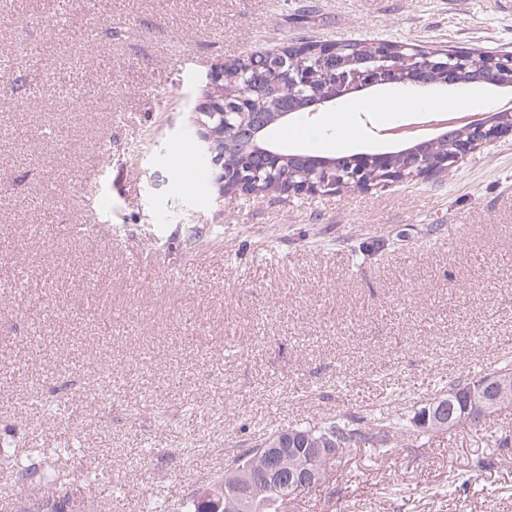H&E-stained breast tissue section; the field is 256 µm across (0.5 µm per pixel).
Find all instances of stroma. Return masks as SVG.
Instances as JSON below:
<instances>
[{
	"instance_id": "1",
	"label": "stroma",
	"mask_w": 512,
	"mask_h": 512,
	"mask_svg": "<svg viewBox=\"0 0 512 512\" xmlns=\"http://www.w3.org/2000/svg\"><path fill=\"white\" fill-rule=\"evenodd\" d=\"M66 2L0 0V453L67 439L30 407L63 387L81 433L68 496L143 512L272 429L380 402L408 419L449 377L512 360V135L427 181L302 198L187 195L171 153L225 62L299 38L508 54L512 0ZM45 74L85 98L33 97ZM101 139L113 240L69 231ZM293 512H512V409L387 456L343 451Z\"/></svg>"
}]
</instances>
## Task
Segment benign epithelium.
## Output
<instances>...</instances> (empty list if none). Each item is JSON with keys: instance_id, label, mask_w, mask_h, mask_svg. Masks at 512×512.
Listing matches in <instances>:
<instances>
[{"instance_id": "benign-epithelium-1", "label": "benign epithelium", "mask_w": 512, "mask_h": 512, "mask_svg": "<svg viewBox=\"0 0 512 512\" xmlns=\"http://www.w3.org/2000/svg\"><path fill=\"white\" fill-rule=\"evenodd\" d=\"M339 41H296L289 45L288 52L300 60V65L288 69V100L274 99L267 104L269 111L252 107L251 95L261 94L267 85L270 57L265 53L249 54L224 64L213 72L206 85L209 96L195 107L198 136L206 154L212 157L215 169L214 182L219 190L224 185L234 184L246 190L261 183L279 186V192L288 196L319 195L336 192L342 187L356 189L396 183L406 179L423 178L426 171L424 153L417 149L405 151L400 169L390 167L377 173L374 164L388 159V154L356 153L333 160L330 165H315L304 171L298 167L288 168V179L278 177L282 163L286 161L283 148L274 143L257 145V151L242 155L239 168L224 167L219 145L233 140L259 137L278 119H288L294 114V106L305 103V108L317 112L331 104L336 97H321L316 86L321 85L336 92L340 85L367 89L371 87L401 86H457L462 74L476 73L475 81L483 83L486 77L497 74L512 75V54L479 55L473 51L444 50L425 52L413 45L402 47L405 65L394 63L397 49L388 41L373 44L378 65H366L360 72L340 73L335 60ZM231 82L236 91H224V83ZM512 135V117L500 120H475L456 126L448 136L440 168L451 170L463 156L493 144L506 135ZM468 402L482 414L497 413L512 409V377H489L476 383L467 393ZM456 397H451L433 411V418L453 427ZM333 454L330 448L311 449L310 460L293 462L288 477H283L280 466L272 461L277 456L275 449L268 448L264 455L254 460L261 474V483L269 488H279L278 500L285 502L298 493L307 483L318 478L317 465L320 460Z\"/></svg>"}]
</instances>
